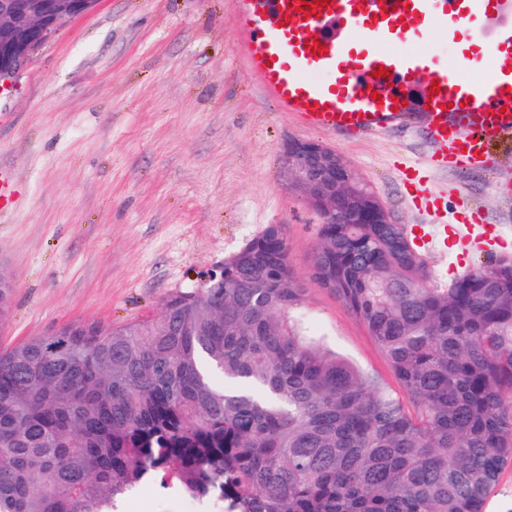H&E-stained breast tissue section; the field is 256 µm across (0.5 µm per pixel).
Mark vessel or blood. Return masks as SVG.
Segmentation results:
<instances>
[{
    "label": "vessel or blood",
    "mask_w": 512,
    "mask_h": 512,
    "mask_svg": "<svg viewBox=\"0 0 512 512\" xmlns=\"http://www.w3.org/2000/svg\"><path fill=\"white\" fill-rule=\"evenodd\" d=\"M248 61L264 91L307 127L362 136L419 121L442 147L432 159L441 170L490 167L495 150L512 148V26L487 52L488 80L434 65L421 51L401 50L410 35L439 25L456 33L505 0H328L302 14L296 0H241ZM326 45L313 53L314 44ZM385 75H378V68ZM437 82L439 94L418 79Z\"/></svg>",
    "instance_id": "1"
}]
</instances>
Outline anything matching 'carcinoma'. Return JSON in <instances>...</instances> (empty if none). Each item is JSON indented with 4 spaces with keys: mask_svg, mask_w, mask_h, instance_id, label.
Segmentation results:
<instances>
[{
    "mask_svg": "<svg viewBox=\"0 0 512 512\" xmlns=\"http://www.w3.org/2000/svg\"><path fill=\"white\" fill-rule=\"evenodd\" d=\"M308 266L405 398L322 347L270 224L155 316L0 352V512H121L146 483L206 512H486L512 466V266L431 288L399 224H323Z\"/></svg>",
    "mask_w": 512,
    "mask_h": 512,
    "instance_id": "cac0c4a2",
    "label": "carcinoma"
}]
</instances>
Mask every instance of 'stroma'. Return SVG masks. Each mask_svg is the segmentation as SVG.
I'll return each instance as SVG.
<instances>
[{"instance_id": "35a3bbf8", "label": "stroma", "mask_w": 512, "mask_h": 512, "mask_svg": "<svg viewBox=\"0 0 512 512\" xmlns=\"http://www.w3.org/2000/svg\"><path fill=\"white\" fill-rule=\"evenodd\" d=\"M240 9V0H99L9 78L0 165L14 199L0 209V274L13 288L0 351L69 323L157 314L169 293L280 224L319 339L400 394L364 325L311 281L319 217L280 164L293 139L332 148L407 237L456 223L464 197L512 236V192L501 191L512 185V152L491 169L452 172L429 167L437 145L419 125L363 138L300 125L252 73ZM406 47L482 80L493 71L437 27ZM404 165L419 168L437 210L412 200Z\"/></svg>"}]
</instances>
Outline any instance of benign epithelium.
<instances>
[{"mask_svg":"<svg viewBox=\"0 0 512 512\" xmlns=\"http://www.w3.org/2000/svg\"><path fill=\"white\" fill-rule=\"evenodd\" d=\"M99 0H0V81L27 63L32 47L46 41L64 22L92 10ZM281 165L294 189L323 224H390L392 218L375 192L369 204L349 212L336 206L346 197L352 168L329 147L291 140Z\"/></svg>","mask_w":512,"mask_h":512,"instance_id":"obj_1","label":"benign epithelium"}]
</instances>
